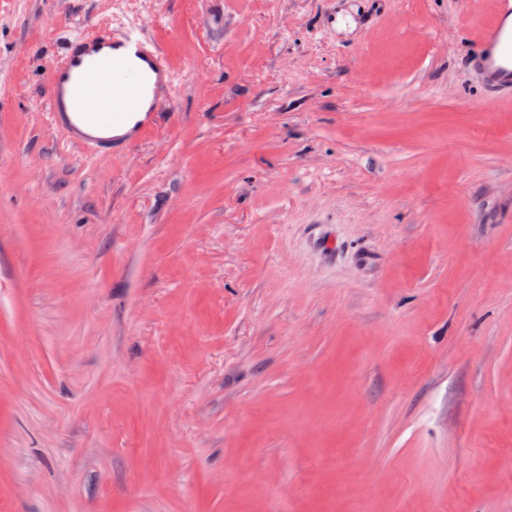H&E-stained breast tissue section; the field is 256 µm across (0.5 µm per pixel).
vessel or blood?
<instances>
[{"instance_id": "b4317fda", "label": "vessel or blood", "mask_w": 512, "mask_h": 512, "mask_svg": "<svg viewBox=\"0 0 512 512\" xmlns=\"http://www.w3.org/2000/svg\"><path fill=\"white\" fill-rule=\"evenodd\" d=\"M496 15L495 22L481 31L471 60L495 97L503 90L512 91V0H496ZM121 64L132 79L120 104L110 108L105 97ZM173 81L164 50L148 42L142 28L75 37L49 68V124L95 153L113 143L112 132L120 127L126 128L129 139L145 138L155 129L158 108L170 95Z\"/></svg>"}]
</instances>
